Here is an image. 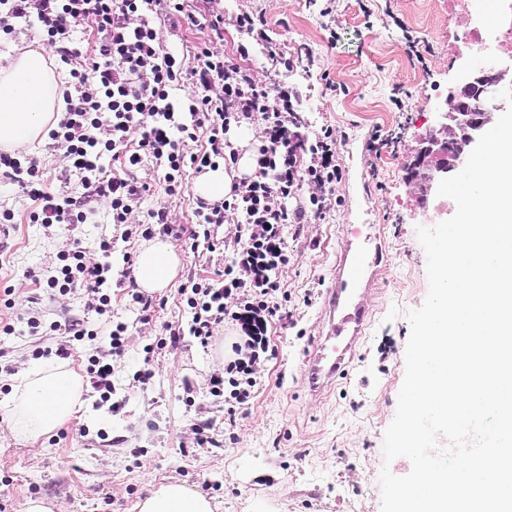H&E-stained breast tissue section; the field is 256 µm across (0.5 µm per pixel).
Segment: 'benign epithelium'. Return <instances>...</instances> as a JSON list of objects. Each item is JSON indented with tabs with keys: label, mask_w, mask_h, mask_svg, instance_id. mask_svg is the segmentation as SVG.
I'll use <instances>...</instances> for the list:
<instances>
[{
	"label": "benign epithelium",
	"mask_w": 512,
	"mask_h": 512,
	"mask_svg": "<svg viewBox=\"0 0 512 512\" xmlns=\"http://www.w3.org/2000/svg\"><path fill=\"white\" fill-rule=\"evenodd\" d=\"M511 72L508 68L480 70L460 95L448 96L438 112L437 130L421 140L407 167V178L421 196L463 169L479 137L488 130L493 113L505 109L494 95Z\"/></svg>",
	"instance_id": "benign-epithelium-1"
}]
</instances>
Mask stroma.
I'll list each match as a JSON object with an SVG mask.
<instances>
[{"label": "stroma", "instance_id": "obj_1", "mask_svg": "<svg viewBox=\"0 0 512 512\" xmlns=\"http://www.w3.org/2000/svg\"><path fill=\"white\" fill-rule=\"evenodd\" d=\"M321 7L320 0L210 3L227 17L245 9L261 13L280 49L311 51V68L286 79L302 90L298 109L308 115L309 133L324 125L335 128L344 171L342 206L288 242L290 264L282 286L291 296V314L269 326L262 386L234 421H225L223 400L209 393L221 359L215 348H200L192 338L155 355V377L147 389L132 384L144 346L164 323L186 316L179 288L187 272L207 279L218 267L211 253H191L183 243L195 227V192L167 197L159 172L147 167L139 173L152 191L133 222L147 223L148 210L166 206L183 234L175 243L183 271L162 292L163 306L145 325L132 307L136 286L123 262L124 253H137L140 239L120 241V228L110 224L30 223L34 201L0 175V212L14 214L7 248L0 252V288H12L14 305L0 306V322L16 329L10 336L0 333V400L18 372L36 363L37 350L67 349L69 365L83 374L89 358L108 347L100 335L72 341L49 329L67 314L100 325L95 313L86 312L83 291L54 295L46 284L74 243L96 261V239L116 237L106 289L114 316L129 325L126 354L115 363L116 395L125 401L120 412H111L98 393L88 391L86 410L32 449L17 443L0 419V512H23L31 498L55 501L61 512H138L152 488L168 482L205 491L215 512H380L382 471L410 472L408 458L385 462L383 443L405 376L407 314L428 293L417 229L434 227L454 211L435 194L419 205L407 165L449 92L472 68L466 34L475 18L460 8L449 10L448 0H335L328 19L320 16ZM411 37L432 46L426 63L409 55ZM326 76L342 85V92H326ZM376 127L388 144L372 164L364 143ZM27 153L38 162L44 191H73V184L59 179L64 155L50 140L33 143ZM354 224L372 225L382 247L378 272L361 295L369 323L349 378L313 396L304 385V361L327 332L323 294L336 274L346 229ZM35 314L43 327L32 336L23 327ZM197 421L212 422L223 447H194L191 426Z\"/></svg>", "mask_w": 512, "mask_h": 512}]
</instances>
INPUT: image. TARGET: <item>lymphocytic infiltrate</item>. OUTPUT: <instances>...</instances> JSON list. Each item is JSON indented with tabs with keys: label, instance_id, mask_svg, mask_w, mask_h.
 <instances>
[{
	"label": "lymphocytic infiltrate",
	"instance_id": "lymphocytic-infiltrate-1",
	"mask_svg": "<svg viewBox=\"0 0 512 512\" xmlns=\"http://www.w3.org/2000/svg\"><path fill=\"white\" fill-rule=\"evenodd\" d=\"M148 7L173 29L200 24L184 0H0V36L12 35L16 21L27 20L70 67L64 116L49 137L64 150L63 180L78 176V188L56 196L44 192L32 158L1 152L0 167L38 202L30 223L86 224L103 203L112 224L121 227L123 240L158 234L177 239L180 227L172 223L167 207L149 210L147 223H129V215L151 191L139 170L150 164L161 167L166 194L181 197L188 190L185 169L199 173L237 163L238 153L228 139L231 127L263 122L253 172L233 181L224 198L199 201L196 229L186 244L193 253L203 249L223 255V270L208 282L188 278L180 288L187 321L165 324L162 337L144 348L150 358L166 347H178L188 335L206 348L218 326H230L235 333L231 349L209 385L232 420L262 384L258 364L268 351V324L290 301L281 288L290 262L288 237L299 236L304 224L342 202L336 131L324 126L306 134L307 122L296 109L300 87L286 81L268 85L243 67L258 46L284 72L299 64L273 42L264 15L243 10L229 19L242 36L235 55L217 53L202 41L186 60L165 50L160 25L143 15ZM90 23L98 40L85 55L74 36ZM187 78L195 92L174 105L170 92ZM134 133L139 136L135 143L130 140ZM201 137L206 148L188 151V143ZM111 160L116 163L112 169L107 166ZM112 244L111 238H99V263L85 262L82 247L74 246L48 277V287L62 294L85 289L86 309L105 314L111 302L103 287L112 270ZM127 331V323L111 322L108 350L88 367L93 389L116 411L123 403L113 397V361L125 353Z\"/></svg>",
	"mask_w": 512,
	"mask_h": 512
}]
</instances>
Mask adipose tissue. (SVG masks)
I'll return each mask as SVG.
<instances>
[{
	"mask_svg": "<svg viewBox=\"0 0 512 512\" xmlns=\"http://www.w3.org/2000/svg\"><path fill=\"white\" fill-rule=\"evenodd\" d=\"M65 110L60 75L46 48L30 45L0 60V147L21 150L46 137ZM259 126H244L232 138L244 152L235 172L217 167L202 174L195 193L206 200L220 199L230 189L234 173L247 172L252 156L247 145L259 139ZM181 267L170 241L162 236L143 242L138 250L134 282L139 291L163 292ZM86 384L67 362L48 359L20 373L11 393L0 403L7 426L19 442L35 444L70 422L84 404ZM139 512H213L209 498L179 482L159 485L138 505Z\"/></svg>",
	"mask_w": 512,
	"mask_h": 512,
	"instance_id": "adipose-tissue-1",
	"label": "adipose tissue"
}]
</instances>
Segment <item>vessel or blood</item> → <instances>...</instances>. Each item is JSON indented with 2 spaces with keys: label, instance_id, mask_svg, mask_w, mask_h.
<instances>
[{
  "label": "vessel or blood",
  "instance_id": "vessel-or-blood-1",
  "mask_svg": "<svg viewBox=\"0 0 512 512\" xmlns=\"http://www.w3.org/2000/svg\"><path fill=\"white\" fill-rule=\"evenodd\" d=\"M348 247L341 257L336 276L325 293L328 331L307 361L304 372L309 390L318 392L332 381L346 377L356 344L368 322L360 302L366 273L380 264V253L372 252L369 240L358 229L347 231Z\"/></svg>",
  "mask_w": 512,
  "mask_h": 512
}]
</instances>
